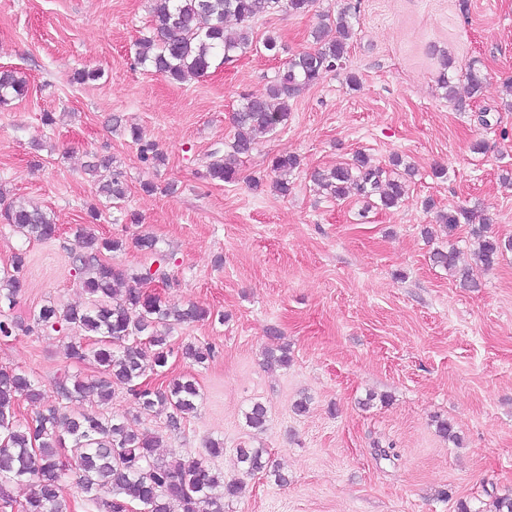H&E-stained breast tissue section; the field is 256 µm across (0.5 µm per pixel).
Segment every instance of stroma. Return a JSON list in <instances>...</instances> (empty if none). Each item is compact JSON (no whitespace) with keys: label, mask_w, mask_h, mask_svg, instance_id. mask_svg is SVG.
I'll list each match as a JSON object with an SVG mask.
<instances>
[{"label":"stroma","mask_w":512,"mask_h":512,"mask_svg":"<svg viewBox=\"0 0 512 512\" xmlns=\"http://www.w3.org/2000/svg\"><path fill=\"white\" fill-rule=\"evenodd\" d=\"M349 1L358 14L345 71L291 100L287 123L243 158L235 182L211 180L207 164L233 137L242 95H265L289 54L311 47L320 14ZM151 20L150 0H0V69L26 83L0 107V194L38 205L59 228L51 241L28 242L0 225V269L26 253L28 288L9 316L29 320L49 301L87 304L73 229L97 207L96 233L123 242L115 262L136 273L163 268V301L210 312L176 327L171 344L212 346L211 359L196 365L176 352L164 372L197 379V413L177 431L163 413L139 416L138 427L161 437L158 454L169 462L223 441L215 467L246 484L225 512H458L463 503L494 512L495 497L512 492V252L475 269L474 288L431 255L466 248L469 225L437 222L460 206L512 238V187L500 182L512 169V111L503 103L512 0H317L308 14L256 22L257 39L280 37L278 55L260 49L185 83L138 63L135 43ZM445 57L457 74L470 59L484 64L482 93L465 110L438 85ZM81 71L92 79L78 81ZM350 73L358 86L347 84ZM46 112L54 125L43 124ZM133 126L162 161H141ZM479 141L484 151L473 152ZM285 151L301 159L290 194L253 191L249 178L268 174ZM359 151L383 167L395 154L413 165L401 207L362 219L361 202L316 191L311 171ZM97 155L112 156L122 175L119 204L99 196L85 169ZM438 167L446 177L435 176ZM144 234L158 238L160 255L139 249ZM69 341L65 332L0 341V367L42 384V399L21 403L19 417L56 405L60 373L96 374L68 359ZM278 345L291 362L267 369L263 352ZM303 396L309 408L295 414ZM256 402L267 409L261 433L244 419ZM442 419L457 441L439 436ZM240 447L265 449L285 483L246 475Z\"/></svg>","instance_id":"1"}]
</instances>
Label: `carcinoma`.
I'll list each match as a JSON object with an SVG mask.
<instances>
[{"label": "carcinoma", "mask_w": 512, "mask_h": 512, "mask_svg": "<svg viewBox=\"0 0 512 512\" xmlns=\"http://www.w3.org/2000/svg\"><path fill=\"white\" fill-rule=\"evenodd\" d=\"M315 3L316 0H152L153 34L138 41V61L174 82L201 77L217 56L230 61L256 49L253 24L260 18L276 10L307 14ZM229 18L237 23L233 32L225 28ZM355 18L356 7L344 6L336 15V36L329 39L326 20L330 16H325L312 31L314 47L292 55L271 81L266 95L242 97L234 115L237 133L233 141L226 145L224 155L213 156L207 166L211 179L235 181L239 162L253 152L257 135L286 124L289 101L329 73L344 69ZM464 78L467 90L466 97L458 99L461 110L466 108V100L477 98L483 89L486 77L479 61L468 64ZM24 90L25 85L14 72L0 70V105ZM130 136L140 145L142 160H161L155 144L144 140L138 128H130ZM299 166L296 154L276 156L271 165V190L283 197L290 194L289 176ZM311 178L331 198L341 200L355 195L361 199L362 218L373 208L399 207L407 195L402 174L371 164L363 154L345 165L317 169ZM98 191L114 204L126 195L116 172L99 185ZM473 217L471 210L459 207L439 214V221L450 229L458 224L471 225V254L476 264L490 270L505 252L512 251V239L503 240L493 234L487 221L474 224ZM0 218L4 225L29 240H52L58 230L48 213L27 201L14 200L4 205ZM74 235L80 244V251L73 256L74 270L90 304L84 308H60L49 302L34 312L30 324L0 313V339L38 330L75 331L77 335L67 345V357L75 363H94L101 376L85 379L67 372L61 374L55 381L58 405L23 422L17 418L16 407L24 400H40V385L24 371L0 368V506H13L16 498L12 489L18 487L24 490L20 512H71L62 488L63 479L70 472L97 512H124V505L131 501L140 502L145 512H224L225 501L240 497L243 490L239 483L224 482L222 474L208 461L224 454V442L209 441L206 459L169 465L156 458L160 437L140 431L129 418L103 412L70 415L64 410L65 404L89 393L107 404L115 387L125 386L135 397L140 413L149 415L168 409V427L180 429L181 423L196 412L201 399L195 378L181 376L150 389L139 387V380L149 372L159 374L167 366L173 354L168 334L171 326L201 321L210 315L194 303L171 306L163 302L160 296L142 288L148 274H133L103 258L105 252L122 250L121 240L100 237L85 224L78 225ZM460 255L461 251L454 247L437 249L432 261L454 273L462 285L478 287L469 268L460 265ZM25 265L26 255L21 251L14 254L10 267L0 272V305H13L27 288ZM211 354L208 346L186 343L181 347L182 357L197 365L208 361ZM244 418L248 427L263 430L267 410L255 402ZM61 449L70 451V464L61 459ZM236 460L247 475L265 472L269 465L261 448L241 447L236 450Z\"/></svg>", "instance_id": "obj_1"}]
</instances>
